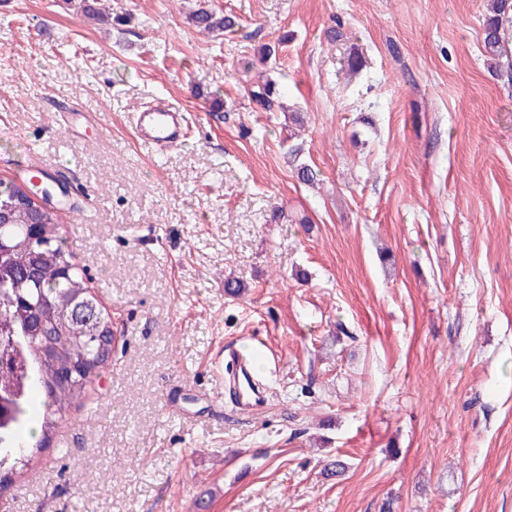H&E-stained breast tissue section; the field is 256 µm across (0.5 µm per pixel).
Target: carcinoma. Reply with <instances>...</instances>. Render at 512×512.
Here are the masks:
<instances>
[{
  "label": "carcinoma",
  "mask_w": 512,
  "mask_h": 512,
  "mask_svg": "<svg viewBox=\"0 0 512 512\" xmlns=\"http://www.w3.org/2000/svg\"><path fill=\"white\" fill-rule=\"evenodd\" d=\"M80 9L99 21L124 23L110 17L98 0H81ZM512 0H491L483 24L484 56H498L504 38L503 20ZM203 33L233 28L235 21L201 3L191 14ZM244 91L263 109L283 108L272 81H244ZM297 178L305 184L320 180L316 167L300 163ZM27 182H0V208L5 210L0 237L12 244L0 256V397L11 413L0 422V482L7 483L30 467L50 440L57 420L86 396L88 386L112 359L106 331L110 317L86 287L83 271L62 236L57 215L25 202ZM39 398L42 415L38 435H25L32 421V403Z\"/></svg>",
  "instance_id": "carcinoma-1"
}]
</instances>
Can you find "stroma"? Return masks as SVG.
<instances>
[{
    "label": "stroma",
    "mask_w": 512,
    "mask_h": 512,
    "mask_svg": "<svg viewBox=\"0 0 512 512\" xmlns=\"http://www.w3.org/2000/svg\"><path fill=\"white\" fill-rule=\"evenodd\" d=\"M104 2L124 24L0 0V180L33 148L58 203L89 200L57 218L118 336L0 512H512V36L490 65L488 0H209L236 22L209 36L200 0ZM274 43L250 76L302 119L313 187L287 112L242 88ZM157 100L187 116L161 152L132 125ZM253 336L269 402L240 413L224 346Z\"/></svg>",
    "instance_id": "35a3bbf8"
}]
</instances>
